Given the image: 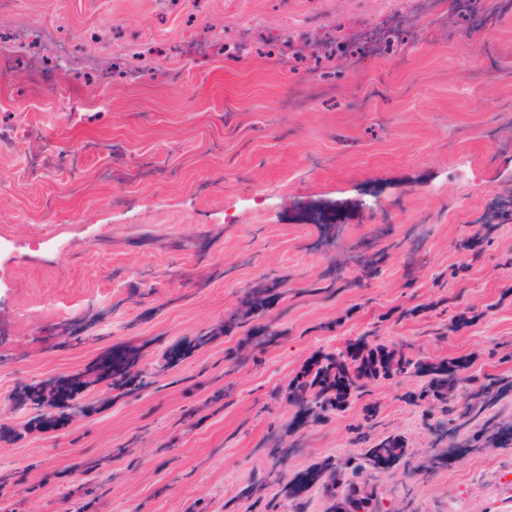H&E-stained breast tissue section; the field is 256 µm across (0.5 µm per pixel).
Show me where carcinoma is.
Wrapping results in <instances>:
<instances>
[{
    "label": "carcinoma",
    "mask_w": 512,
    "mask_h": 512,
    "mask_svg": "<svg viewBox=\"0 0 512 512\" xmlns=\"http://www.w3.org/2000/svg\"><path fill=\"white\" fill-rule=\"evenodd\" d=\"M468 368L463 358L433 360L422 355L413 343L388 344L367 333L347 341L334 352H317L289 382L288 398L298 407L300 420L318 422L344 408L351 399L363 396L369 384L379 378H419V390L408 398L417 405L424 402L431 408H440L452 424L449 433L474 426L493 429L512 440V423H501L497 415L489 414L498 380H481L470 374ZM351 445H364L366 449L353 457L351 479L321 486L330 502L327 512H387L378 489L362 485L359 480L398 461L407 448L404 438L388 435L373 441L369 432L359 430ZM277 480L285 484V494L270 501L268 512H280L299 490L298 483L287 481L281 470Z\"/></svg>",
    "instance_id": "carcinoma-1"
}]
</instances>
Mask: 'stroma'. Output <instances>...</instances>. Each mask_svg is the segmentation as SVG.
<instances>
[{
    "label": "stroma",
    "instance_id": "35a3bbf8",
    "mask_svg": "<svg viewBox=\"0 0 512 512\" xmlns=\"http://www.w3.org/2000/svg\"><path fill=\"white\" fill-rule=\"evenodd\" d=\"M484 5L473 32L434 0H0V508L264 512L271 449L291 478L338 460L372 406L407 444L373 473L392 512H512V442L434 446L419 380L320 423L288 401L372 333L503 379L512 421V14ZM347 15L406 53L316 76L263 47ZM123 356L142 386L101 379ZM72 376L85 416L47 425L27 393Z\"/></svg>",
    "mask_w": 512,
    "mask_h": 512
}]
</instances>
